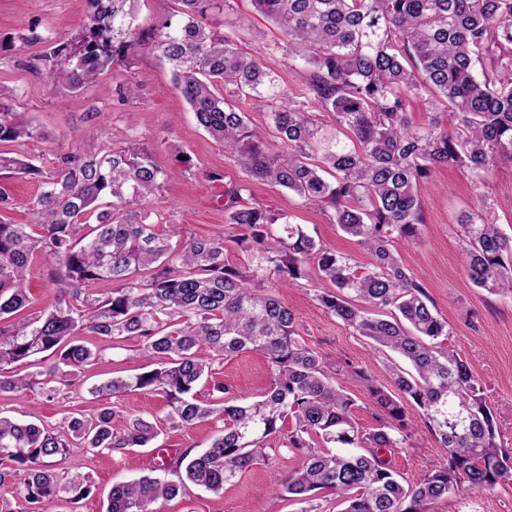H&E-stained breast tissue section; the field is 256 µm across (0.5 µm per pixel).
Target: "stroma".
<instances>
[{"mask_svg": "<svg viewBox=\"0 0 512 512\" xmlns=\"http://www.w3.org/2000/svg\"><path fill=\"white\" fill-rule=\"evenodd\" d=\"M225 20L234 24L232 34L245 54L259 57L288 95H302L310 71L293 57L281 30L259 15L251 0H230ZM91 11L90 0H0V105L39 124L46 138L9 144L12 154L28 158L44 174H51L59 154L98 151L108 145L152 148L157 163L174 177L157 193L152 217L162 224L184 225L197 237L226 236L224 186L244 175L221 144L197 123L180 89L174 84L167 61L156 52L137 51L128 63L114 65L81 92L72 93L32 65L43 51V39L77 33ZM35 31L40 40L28 45L18 41L21 32ZM127 87L119 97L118 87ZM223 173L218 182L208 181L209 172ZM251 202L291 214L293 223L305 225L324 246L351 256L359 265L371 257L355 238L345 235L334 222L331 210L304 206L291 192L261 182L251 183ZM39 190L37 181L0 177V193L8 196V217L17 224L30 221L31 203ZM485 191L494 205V216L506 234L512 235V165L501 164ZM474 202L472 176L456 166L435 169L420 191L423 222L416 240L399 248L402 262L418 272L438 315L448 322L441 337L442 349L458 354L470 366L486 401L496 414L500 440L512 450V297L488 293L475 287L463 266L460 228L457 220ZM320 280H301L276 287L275 295L294 312L306 345L339 371L337 381L355 399L354 415L365 429L377 426L373 414L372 388L392 393L396 387L390 373L394 355L375 348L341 321L322 310L314 298ZM29 313L52 309L57 286L49 279V264L32 262L28 276ZM87 345L98 348L102 359L82 369L75 385L61 387L54 399L40 391L0 393V413L24 422L60 426L67 416L91 414L110 404L120 414H138L150 420H165L169 407L157 395L132 393L103 401L90 393L92 386L111 375H132L150 370L155 360L144 353L130 357L125 346L96 335H86ZM366 374L365 380L346 375V366ZM266 358L257 352L215 361L210 381L196 388L200 402L212 400V384L232 385L237 402L259 400L271 386ZM410 445L393 450L390 461L408 483L420 482L438 464L440 452L427 429L421 410L405 405ZM219 423L205 421L187 428L164 429L149 445L122 454L107 451L75 454L60 464L62 470L79 473L92 484L91 494L76 506L60 501L56 512H105L113 482L150 473L159 463L161 449L201 451L213 442ZM268 462L243 473L223 493L197 487L162 502L161 512H300L301 506L275 493L299 460L281 439L271 442ZM433 512H512V484L492 489L463 491L437 500Z\"/></svg>", "mask_w": 512, "mask_h": 512, "instance_id": "35a3bbf8", "label": "stroma"}]
</instances>
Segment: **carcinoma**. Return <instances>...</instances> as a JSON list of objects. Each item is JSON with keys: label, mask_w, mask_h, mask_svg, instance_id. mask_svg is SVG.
I'll list each match as a JSON object with an SVG mask.
<instances>
[{"label": "carcinoma", "mask_w": 512, "mask_h": 512, "mask_svg": "<svg viewBox=\"0 0 512 512\" xmlns=\"http://www.w3.org/2000/svg\"><path fill=\"white\" fill-rule=\"evenodd\" d=\"M133 2L91 0L82 29L49 40L36 68L79 92L133 49L161 53L197 123L236 157L246 177L224 190L231 232L184 240L180 225L152 221L148 205L169 174L148 149L66 152L49 176L0 152V172L40 183L28 224L6 218L9 201L0 194V392L30 389L32 377L18 367L45 352L56 363L40 385L56 392L58 372L100 358L82 340L90 333L134 340L157 360L91 393L160 395L173 428L222 422L205 451L163 458L152 473L113 483L106 512H160L158 503L189 483L222 493L269 460L274 434L300 460L276 494L309 503L325 490L340 512H430L434 501L463 489L506 483L512 452L498 442L495 412L467 362L437 343L448 335V322L434 312L396 245L418 235L419 191L433 169L466 168L475 203L459 219L465 271L476 287L512 296V236L496 224L482 192L498 163H512V0H252L279 26L294 56L312 67L303 99L282 96L269 112L284 146L277 151L231 101L260 96L273 80L224 32V0H174L177 9L148 35L136 30ZM220 85L227 96L217 94ZM422 91L441 111L415 126L408 110ZM316 111L332 124L320 123ZM42 136L19 113L0 112L1 145ZM250 181L332 210L339 228L371 255L370 266L360 268L287 215L249 202ZM91 216L96 223L85 232L81 218ZM228 242L250 253L251 265L226 263ZM38 256L48 259L58 304L22 317L29 264ZM313 274L328 283L315 295L327 313L412 367H392L394 383L422 410L442 452L420 482L403 483L382 458L408 439L399 399L371 389L379 427H360L355 400L302 342L294 312L270 293L274 281ZM248 352L262 353L272 371L262 399L239 404L221 382L213 383L212 402L195 398L213 361ZM117 417L104 406L57 429L0 414V484L11 482L15 497L37 512H52L63 494L78 503L91 485L60 470V461L75 452L123 453L160 433L158 423L133 414L116 429ZM290 418L294 427L286 432Z\"/></svg>", "instance_id": "obj_1"}]
</instances>
